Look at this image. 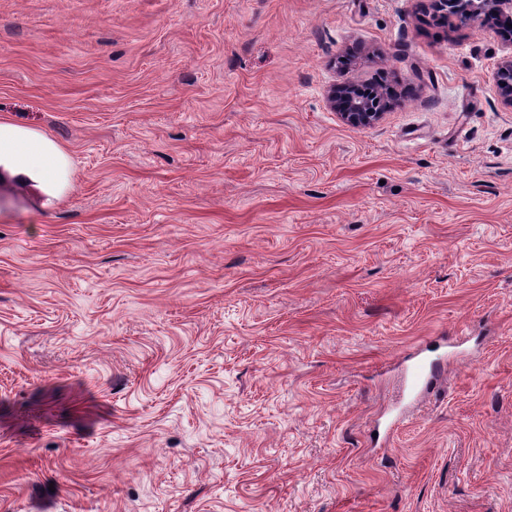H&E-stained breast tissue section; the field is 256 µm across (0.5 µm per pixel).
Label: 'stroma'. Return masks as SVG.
Masks as SVG:
<instances>
[{
	"instance_id": "stroma-1",
	"label": "stroma",
	"mask_w": 512,
	"mask_h": 512,
	"mask_svg": "<svg viewBox=\"0 0 512 512\" xmlns=\"http://www.w3.org/2000/svg\"><path fill=\"white\" fill-rule=\"evenodd\" d=\"M432 12L0 0L66 156L0 184V512H512V40ZM366 84L347 82L333 86L328 93V101L340 118L351 126L371 125L378 121L387 109L384 97H378L377 107H372ZM420 352L416 351L410 356V360H414L411 388L414 391L422 393L426 391L431 382L439 376L443 371V366L437 361L427 362L424 359H417Z\"/></svg>"
}]
</instances>
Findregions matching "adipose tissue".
<instances>
[{
    "mask_svg": "<svg viewBox=\"0 0 512 512\" xmlns=\"http://www.w3.org/2000/svg\"><path fill=\"white\" fill-rule=\"evenodd\" d=\"M0 181L24 182L38 178L50 183L57 179L65 162L62 150L46 137L0 122Z\"/></svg>",
    "mask_w": 512,
    "mask_h": 512,
    "instance_id": "obj_1",
    "label": "adipose tissue"
}]
</instances>
